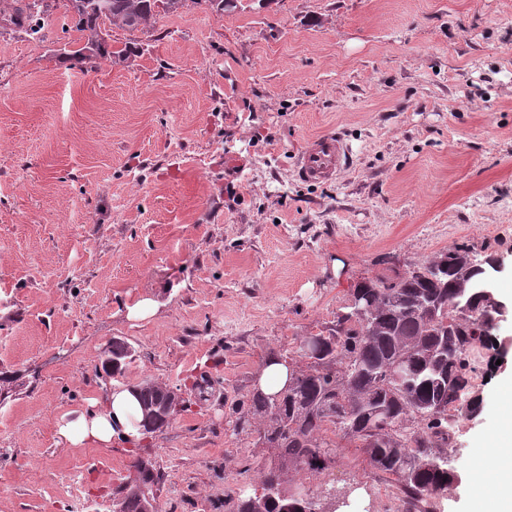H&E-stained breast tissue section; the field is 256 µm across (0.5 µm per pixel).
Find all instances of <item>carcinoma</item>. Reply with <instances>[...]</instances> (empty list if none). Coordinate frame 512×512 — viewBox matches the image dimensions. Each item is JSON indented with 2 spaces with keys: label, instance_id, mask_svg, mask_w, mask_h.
Segmentation results:
<instances>
[{
  "label": "carcinoma",
  "instance_id": "1",
  "mask_svg": "<svg viewBox=\"0 0 512 512\" xmlns=\"http://www.w3.org/2000/svg\"><path fill=\"white\" fill-rule=\"evenodd\" d=\"M66 2L80 33L78 49L66 58L128 67L134 62L131 52L112 50L104 22L148 31L159 13L175 14L186 0ZM495 263L478 261L467 246H454L391 279L357 283L345 310L336 314L335 328L301 342L299 357L308 366L292 372L280 403L254 390L232 407L230 435L237 437L251 419H262L259 442L270 445L273 457L253 494L225 495L230 512H338L348 506L346 495L329 498L332 484L314 493L286 486L291 468L327 469L338 448L324 435L330 427L337 438L356 443L373 470L399 485L402 512H432L456 483L447 452L454 423L482 411L470 357L482 351L493 367L504 359L488 319L501 301L483 288ZM142 384L150 398L167 401L165 418L156 426L162 432L185 404L166 400L155 381ZM159 481L152 459L137 456L112 493V506L145 512L146 504L156 501Z\"/></svg>",
  "mask_w": 512,
  "mask_h": 512
}]
</instances>
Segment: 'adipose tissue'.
<instances>
[{"label":"adipose tissue","instance_id":"adipose-tissue-1","mask_svg":"<svg viewBox=\"0 0 512 512\" xmlns=\"http://www.w3.org/2000/svg\"><path fill=\"white\" fill-rule=\"evenodd\" d=\"M504 429L489 446V460L476 471L484 494L476 501V512H512V387L501 394ZM139 402L131 387L115 386L90 399L87 411L77 417L62 415L56 423L58 435L69 445L111 447L134 445L143 434Z\"/></svg>","mask_w":512,"mask_h":512}]
</instances>
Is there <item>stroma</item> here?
<instances>
[{
	"label": "stroma",
	"mask_w": 512,
	"mask_h": 512,
	"mask_svg": "<svg viewBox=\"0 0 512 512\" xmlns=\"http://www.w3.org/2000/svg\"><path fill=\"white\" fill-rule=\"evenodd\" d=\"M35 33L0 23V512H111L135 453L56 433L105 384L151 379L188 409L147 446L159 512H228L271 454L225 419L265 357L334 328L365 279L465 244L512 281V0H187L154 30L109 27L133 66L85 69L63 0ZM351 147L332 182L295 172L308 141ZM152 297L158 312L127 307ZM206 380L204 393L192 389ZM512 360L477 383L482 413L450 450L461 483L435 512H470L482 441L501 431ZM359 484L356 512L397 489L354 443L292 487Z\"/></svg>",
	"instance_id": "stroma-1"
}]
</instances>
